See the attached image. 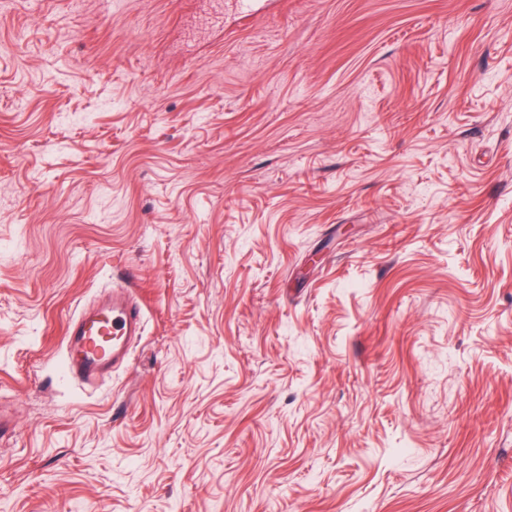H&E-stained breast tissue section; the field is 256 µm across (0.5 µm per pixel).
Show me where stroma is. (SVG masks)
I'll return each mask as SVG.
<instances>
[{"mask_svg":"<svg viewBox=\"0 0 512 512\" xmlns=\"http://www.w3.org/2000/svg\"><path fill=\"white\" fill-rule=\"evenodd\" d=\"M0 414V512H512V0H0ZM112 291V302L84 308L67 326V369L90 380L108 371L119 359L130 355L133 339L142 336V308L131 291Z\"/></svg>","mask_w":512,"mask_h":512,"instance_id":"35a3bbf8","label":"stroma"}]
</instances>
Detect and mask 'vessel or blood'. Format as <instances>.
<instances>
[{
  "mask_svg": "<svg viewBox=\"0 0 512 512\" xmlns=\"http://www.w3.org/2000/svg\"><path fill=\"white\" fill-rule=\"evenodd\" d=\"M142 332V308L136 298L126 288L113 291L110 303L83 309L69 322L66 367L80 379L96 378L128 357L133 339Z\"/></svg>",
  "mask_w": 512,
  "mask_h": 512,
  "instance_id": "1",
  "label": "vessel or blood"
}]
</instances>
